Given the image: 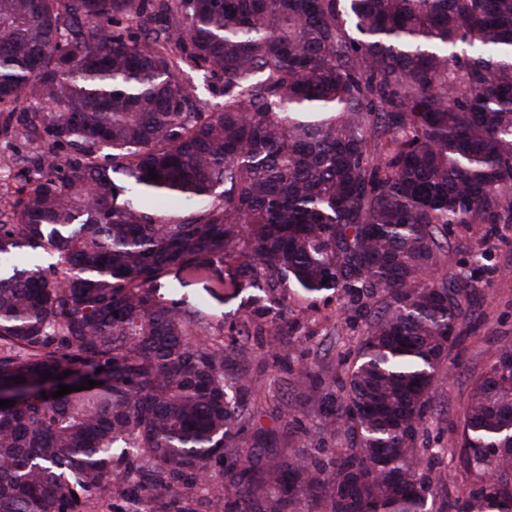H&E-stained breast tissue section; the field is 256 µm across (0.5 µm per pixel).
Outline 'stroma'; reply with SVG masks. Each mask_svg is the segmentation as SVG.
<instances>
[{"label": "stroma", "instance_id": "35a3bbf8", "mask_svg": "<svg viewBox=\"0 0 512 512\" xmlns=\"http://www.w3.org/2000/svg\"><path fill=\"white\" fill-rule=\"evenodd\" d=\"M37 152L36 144L0 136V185L13 191L23 187L26 172L17 159ZM440 269L451 274L464 269L472 279L471 303L459 321L458 340L432 391L429 412L430 432L444 449L440 469L450 474L434 492L432 512H454L453 504L461 489L478 480L477 473L466 468L455 452L457 427L469 390L473 380L486 370L497 347L512 341V224L456 227ZM232 272V267H222L218 275L223 284L210 291L195 281L182 287L172 280L164 294L170 302H204L212 323L225 327L251 319V334L245 342L252 354L246 367L257 385L265 387L275 373L266 367L262 347L271 343L272 337L266 332L265 317L250 316L247 292L225 287ZM286 295L289 316L299 322L302 341L291 351L300 363L335 366L344 354L357 350L366 332L365 320L348 321L342 305L322 295L312 298L292 289Z\"/></svg>", "mask_w": 512, "mask_h": 512}]
</instances>
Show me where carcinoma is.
I'll list each match as a JSON object with an SVG mask.
<instances>
[{
    "instance_id": "1",
    "label": "carcinoma",
    "mask_w": 512,
    "mask_h": 512,
    "mask_svg": "<svg viewBox=\"0 0 512 512\" xmlns=\"http://www.w3.org/2000/svg\"><path fill=\"white\" fill-rule=\"evenodd\" d=\"M186 66L224 80L217 109ZM1 115L51 148L0 195V512H197L199 483L224 512H431L425 416L470 296L440 257L512 224V0H0ZM226 260L276 336L278 288L368 318L341 392L285 381L291 459L264 452L248 350L154 289ZM458 433L481 478L455 512H512V342Z\"/></svg>"
}]
</instances>
